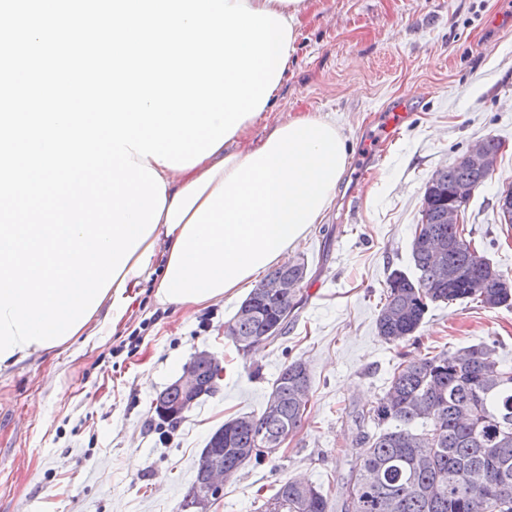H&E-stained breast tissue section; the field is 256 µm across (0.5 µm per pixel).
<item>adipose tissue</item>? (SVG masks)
<instances>
[{"label": "adipose tissue", "instance_id": "obj_1", "mask_svg": "<svg viewBox=\"0 0 512 512\" xmlns=\"http://www.w3.org/2000/svg\"><path fill=\"white\" fill-rule=\"evenodd\" d=\"M255 124L245 120L192 168L174 170L144 158L165 182L166 204L93 322L122 330L147 283L157 305L177 310H198L242 292L319 223L347 165L335 121L301 114L266 126L251 143L247 135Z\"/></svg>", "mask_w": 512, "mask_h": 512}]
</instances>
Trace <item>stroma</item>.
Masks as SVG:
<instances>
[{
    "mask_svg": "<svg viewBox=\"0 0 512 512\" xmlns=\"http://www.w3.org/2000/svg\"><path fill=\"white\" fill-rule=\"evenodd\" d=\"M407 115L394 133L397 105ZM335 119L348 148L336 195L288 259L303 258V306L277 343L238 352L224 327L243 301L205 309L131 306L122 334L102 331L0 373V512H180L210 435L262 411L279 371L307 363V416L285 453L249 463L212 512H255L289 479L345 496L344 479L400 363L429 352L493 345L512 365V308L431 304L415 337L376 329L388 275L413 274L411 245L425 184L471 144L502 143L470 199L464 228L491 265L512 277V224L496 194L512 186V0H320L304 23L270 114ZM223 356L218 391L175 428L153 402L199 350Z\"/></svg>",
    "mask_w": 512,
    "mask_h": 512,
    "instance_id": "35a3bbf8",
    "label": "stroma"
}]
</instances>
